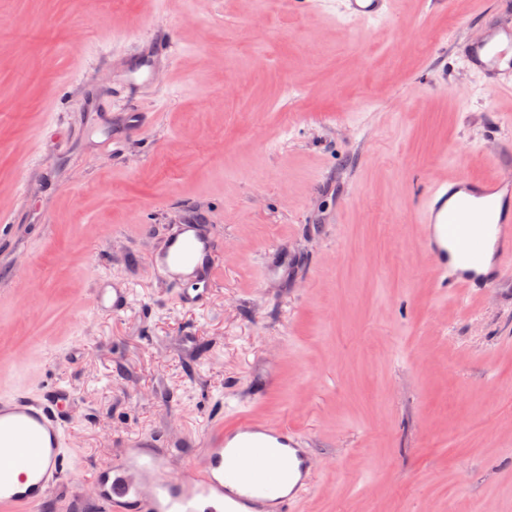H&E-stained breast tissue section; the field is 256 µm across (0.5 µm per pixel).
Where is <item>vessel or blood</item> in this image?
Returning <instances> with one entry per match:
<instances>
[{
    "instance_id": "obj_1",
    "label": "vessel or blood",
    "mask_w": 512,
    "mask_h": 512,
    "mask_svg": "<svg viewBox=\"0 0 512 512\" xmlns=\"http://www.w3.org/2000/svg\"><path fill=\"white\" fill-rule=\"evenodd\" d=\"M390 0H344L354 21L386 17ZM465 67L479 73L494 91L505 89L512 71V26L487 17L482 35L463 52ZM428 234L422 247L448 288L483 291L512 269V176L487 182L465 178L439 181L421 204ZM216 241L202 233L173 235L152 258L154 270L170 281L211 278ZM489 269H482L485 252ZM97 308L124 312L129 291L117 279L98 280ZM73 400L70 389L47 385L37 394L0 393V502L26 512L46 504L51 490L70 478L67 450ZM151 438H137L126 453L95 473L99 512H290L303 495L313 468L311 454L281 426L241 420L214 435L194 471L173 478V453L157 450Z\"/></svg>"
}]
</instances>
